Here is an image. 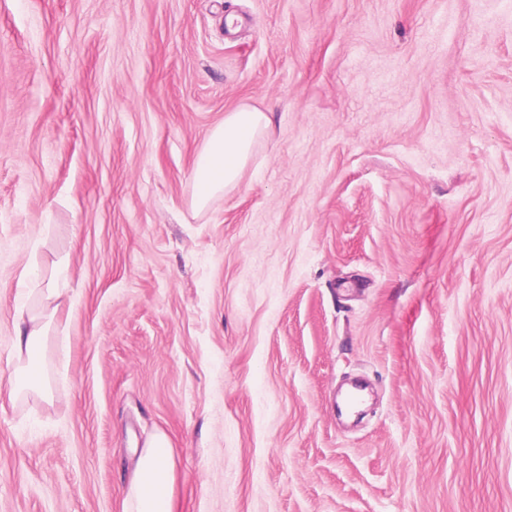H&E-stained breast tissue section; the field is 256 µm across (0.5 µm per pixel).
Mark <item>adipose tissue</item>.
Listing matches in <instances>:
<instances>
[{
  "label": "adipose tissue",
  "instance_id": "1",
  "mask_svg": "<svg viewBox=\"0 0 512 512\" xmlns=\"http://www.w3.org/2000/svg\"><path fill=\"white\" fill-rule=\"evenodd\" d=\"M271 120L267 113L249 105L227 112L199 151L190 172L192 205L204 210L224 192L236 189L248 166L255 144L266 138ZM24 296H38L36 306L26 309L17 323L13 358L6 392L10 400L48 392L42 349L52 331L61 300L69 292L67 263H58L48 282L24 275ZM174 468L165 435L147 441L126 490L123 512H174Z\"/></svg>",
  "mask_w": 512,
  "mask_h": 512
}]
</instances>
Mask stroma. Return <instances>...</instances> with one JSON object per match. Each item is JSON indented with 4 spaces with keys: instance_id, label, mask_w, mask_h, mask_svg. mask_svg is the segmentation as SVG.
Returning <instances> with one entry per match:
<instances>
[{
    "instance_id": "35a3bbf8",
    "label": "stroma",
    "mask_w": 512,
    "mask_h": 512,
    "mask_svg": "<svg viewBox=\"0 0 512 512\" xmlns=\"http://www.w3.org/2000/svg\"><path fill=\"white\" fill-rule=\"evenodd\" d=\"M161 432L176 512H512V0H0V512H123ZM270 125L266 112L246 104L224 115V121L211 130L190 172L194 209H206L220 194L239 186L255 144L266 138ZM69 269L67 262L57 264L48 283H43L30 273L20 280L21 292L29 300L40 297L35 307H22L14 336V352L6 386L7 396L16 401L20 397L37 394L48 395L43 366L42 349L54 328L60 301L68 294ZM26 314L27 318H24Z\"/></svg>"
}]
</instances>
